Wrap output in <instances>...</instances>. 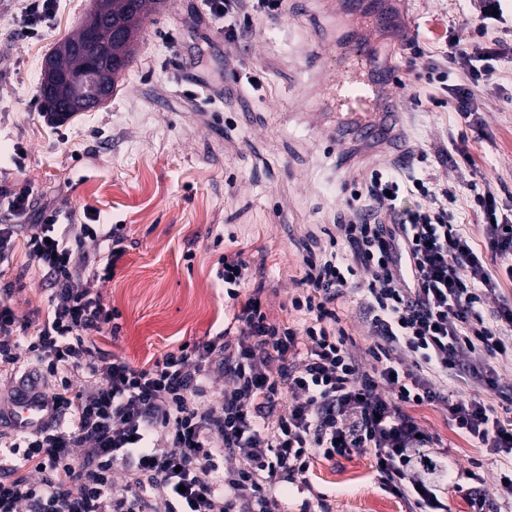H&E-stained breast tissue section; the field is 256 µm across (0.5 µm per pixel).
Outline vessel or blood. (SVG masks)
Returning a JSON list of instances; mask_svg holds the SVG:
<instances>
[{
	"label": "vessel or blood",
	"instance_id": "obj_1",
	"mask_svg": "<svg viewBox=\"0 0 512 512\" xmlns=\"http://www.w3.org/2000/svg\"><path fill=\"white\" fill-rule=\"evenodd\" d=\"M355 20L336 40V58L340 65L325 86V111L345 117L336 131V149L344 151L349 140H361L370 149L390 145L393 157L404 152L396 137L400 114L395 105L393 88L397 73L393 68H375L370 56L361 54L363 33L387 28L392 23L382 0H346ZM375 114L372 123L363 122L364 114ZM14 422L21 428H36L44 419L39 406L23 403L14 411Z\"/></svg>",
	"mask_w": 512,
	"mask_h": 512
}]
</instances>
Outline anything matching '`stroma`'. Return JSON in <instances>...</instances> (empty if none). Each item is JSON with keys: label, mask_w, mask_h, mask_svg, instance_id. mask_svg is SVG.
Here are the masks:
<instances>
[{"label": "stroma", "mask_w": 512, "mask_h": 512, "mask_svg": "<svg viewBox=\"0 0 512 512\" xmlns=\"http://www.w3.org/2000/svg\"><path fill=\"white\" fill-rule=\"evenodd\" d=\"M399 31L375 34L378 53L406 77L411 66L448 73L416 82L403 99L401 127L417 177L455 197L457 224L476 232L475 193L491 189L512 203V61L474 93L481 129L462 124L445 84L466 73L445 57L447 34L473 38L470 0H393ZM93 0H57L38 37L23 36L17 4L0 7V186L28 184L34 207L55 209L60 227L123 225L126 253L112 278L93 282L103 303L118 311V333L96 337L100 351L152 367L180 346L207 340L231 321L235 308L216 277L222 255L249 264L247 291H259L269 320H296L291 300L300 287L308 232L331 228L349 214L330 131L337 123L319 99L330 70L307 58L327 56L345 17L322 0H287L272 16L255 12L238 41L224 39V19L203 0H165L146 20L137 55L112 99L64 122L42 106V67L72 36ZM420 45L423 58L411 47ZM467 144L474 166L455 165ZM23 228L9 263L0 265V296L30 319L48 306L42 272L27 254ZM436 434L459 471L494 490L512 462L475 447L448 424L441 409L413 411ZM284 512H301L310 495L332 512H406L383 488L367 455L316 460L308 488L281 484Z\"/></svg>", "instance_id": "1"}]
</instances>
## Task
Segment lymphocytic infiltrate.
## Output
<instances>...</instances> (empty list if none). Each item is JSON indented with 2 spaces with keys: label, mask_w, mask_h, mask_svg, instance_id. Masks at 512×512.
Listing matches in <instances>:
<instances>
[{
  "label": "lymphocytic infiltrate",
  "mask_w": 512,
  "mask_h": 512,
  "mask_svg": "<svg viewBox=\"0 0 512 512\" xmlns=\"http://www.w3.org/2000/svg\"><path fill=\"white\" fill-rule=\"evenodd\" d=\"M512 44L448 42L470 86L448 94L466 126L479 123L473 86L487 81ZM0 264L12 256L31 190L1 187ZM356 205L326 245L302 255L301 319L268 320L259 293H245L249 264L221 258L218 278L238 309L234 326L166 354L148 369L95 345L115 313L83 280L111 277L125 254L119 224L56 227L39 215L26 248L49 286L41 322L0 300V362L30 366L10 398L46 407L40 426L0 449V512H280L271 490L307 483L315 460L369 455L384 486L414 512H447L455 480L438 439L412 408L442 409L477 447L512 456V418L486 401L503 384L495 358L512 339V212L492 191L475 195L477 236L456 229L454 196L394 165L372 170ZM482 237L486 250L474 245ZM106 243V255L86 241ZM368 274L356 279L357 270ZM359 296L366 357L348 346L338 303ZM224 382L207 402L212 376ZM472 387L454 393L453 383Z\"/></svg>",
  "instance_id": "f902f5d3"
}]
</instances>
